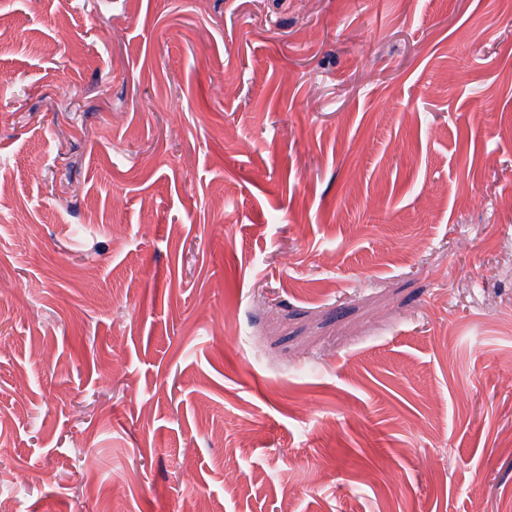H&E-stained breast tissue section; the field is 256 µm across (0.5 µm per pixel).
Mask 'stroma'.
<instances>
[{"instance_id": "35a3bbf8", "label": "stroma", "mask_w": 512, "mask_h": 512, "mask_svg": "<svg viewBox=\"0 0 512 512\" xmlns=\"http://www.w3.org/2000/svg\"><path fill=\"white\" fill-rule=\"evenodd\" d=\"M0 178L16 512H512L503 0H0Z\"/></svg>"}]
</instances>
